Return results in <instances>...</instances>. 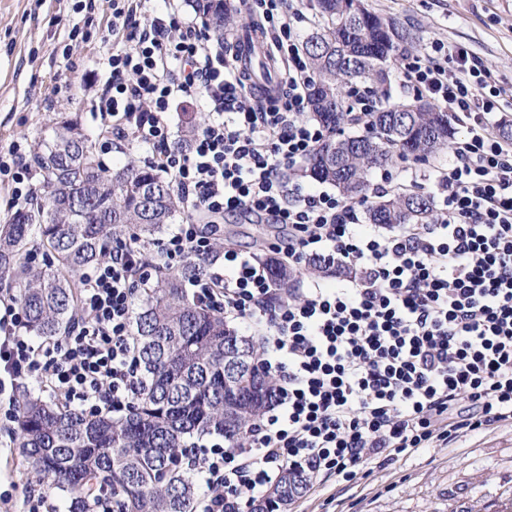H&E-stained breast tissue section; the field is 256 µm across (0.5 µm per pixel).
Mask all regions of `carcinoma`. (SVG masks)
I'll return each instance as SVG.
<instances>
[{
    "instance_id": "cac0c4a2",
    "label": "carcinoma",
    "mask_w": 512,
    "mask_h": 512,
    "mask_svg": "<svg viewBox=\"0 0 512 512\" xmlns=\"http://www.w3.org/2000/svg\"><path fill=\"white\" fill-rule=\"evenodd\" d=\"M224 43L228 13L224 0H189ZM321 18L304 42L317 80L309 118L327 131L308 158L305 175L336 186L348 199L365 196L368 175L393 156L421 158L449 144L452 119L423 98L393 101L390 76L405 37L392 19L349 0H309ZM361 84L384 101L364 120L349 111V87ZM359 126L362 132L345 134ZM41 192L29 210L0 224V286L11 288L29 333L43 339L62 335L86 317L76 293L81 279L112 241L149 242L182 209L168 182L146 165L111 169L96 157L92 140L69 116L34 155ZM430 196L412 192L379 200L369 210L373 224L431 223ZM37 241L54 258L32 272L27 247ZM208 262L191 258L181 268L160 272L143 289L134 316L144 385L122 413L86 414L30 391L18 400L14 437L29 467L70 499V512H194L200 485L181 465L194 441L208 435L241 439L265 410L276 381L259 367L251 385L247 368L224 367V345L251 337L224 321V314L189 301L183 283L200 278ZM306 491L299 473L283 472L268 493L253 500L265 512L284 509Z\"/></svg>"
}]
</instances>
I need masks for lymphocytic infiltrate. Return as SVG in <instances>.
Here are the masks:
<instances>
[{"label": "lymphocytic infiltrate", "instance_id": "f902f5d3", "mask_svg": "<svg viewBox=\"0 0 512 512\" xmlns=\"http://www.w3.org/2000/svg\"><path fill=\"white\" fill-rule=\"evenodd\" d=\"M146 0H112V53L90 104L103 137L148 151L190 212L145 250L109 248L81 280L88 317L58 339L34 340L13 292L0 289V396L36 374L43 391L80 408L123 409L138 394L133 300L151 271L209 257L218 220L234 213L276 224L272 261L292 271L342 263L338 286L278 288L266 264L232 245L192 280L194 297L256 336L273 399L238 443L194 449L184 468L203 486L195 512H245L284 471L310 486L350 489L364 469L512 421V141L492 122L507 91L483 59L435 38L408 57L404 89L440 103L464 126L433 168L434 223L382 234L341 196L285 179L325 131L307 122L315 75L296 22L303 0H229L261 20L281 64L263 99L207 27ZM199 102L209 123L173 146L170 114ZM31 144L0 152L9 209L33 199Z\"/></svg>", "mask_w": 512, "mask_h": 512}]
</instances>
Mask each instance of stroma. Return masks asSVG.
Here are the masks:
<instances>
[{"label": "stroma", "mask_w": 512, "mask_h": 512, "mask_svg": "<svg viewBox=\"0 0 512 512\" xmlns=\"http://www.w3.org/2000/svg\"><path fill=\"white\" fill-rule=\"evenodd\" d=\"M0 0V147L17 138L52 136L58 113L78 117L91 137L99 132L85 87L90 71L112 51V6L93 0ZM371 12L398 22L410 37L406 51L433 38L464 44L480 56L493 81L512 88V0H364ZM90 40H68L72 27ZM68 82L70 96L52 91ZM13 425L0 418V495L19 512L30 491L46 485L12 447ZM512 488V423L463 437L458 446L429 448L378 470L347 492L311 491L288 512H500Z\"/></svg>", "instance_id": "35a3bbf8"}]
</instances>
